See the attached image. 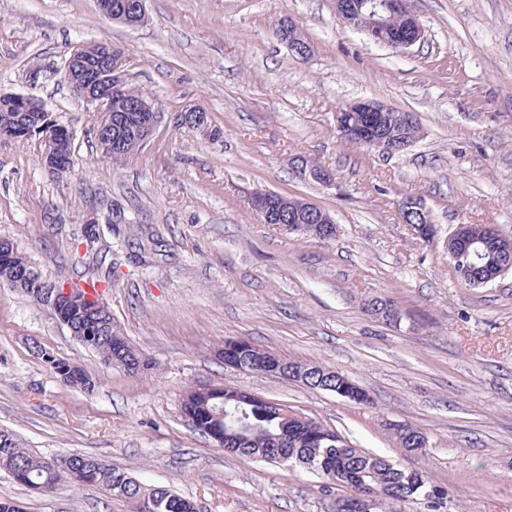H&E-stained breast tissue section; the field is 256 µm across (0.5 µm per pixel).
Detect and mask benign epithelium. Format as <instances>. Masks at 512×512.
Here are the masks:
<instances>
[{
	"mask_svg": "<svg viewBox=\"0 0 512 512\" xmlns=\"http://www.w3.org/2000/svg\"><path fill=\"white\" fill-rule=\"evenodd\" d=\"M102 13L114 22L135 27L145 21V0H99ZM338 16L353 28L363 32L370 40L393 50H405L413 46L422 36V27L416 15L406 11L405 0H336ZM404 14V25L399 32L388 38L384 24L388 15ZM123 50L108 41H99L77 48L64 65V79L78 97L94 105L101 116L112 112V101L127 96L126 80L122 69ZM3 99L20 103L25 112H39L48 115L43 104L33 96L3 94ZM128 111L135 113L137 131L134 143L117 139L115 143L123 149H138L148 141L161 121L162 112L151 101L139 98L130 103ZM193 118L197 129L208 131V118L204 109L192 106L176 115V123L181 126L188 118ZM411 117L392 108H385L370 102H355L336 113V127L346 137L379 152H387L386 129L407 125ZM41 142L47 146L43 162L48 172L61 176L68 166L58 162L50 146L51 132H44ZM251 208L265 224H280L288 212V199L267 191H255L249 197ZM57 320L64 325L71 336H76L72 324L73 317L82 312V300L65 284L53 288L47 299ZM227 351L237 350L245 354L246 361L264 368L270 375H279L281 366L268 352L232 339L225 342ZM356 510L370 512L374 507L375 492L370 488L354 495Z\"/></svg>",
	"mask_w": 512,
	"mask_h": 512,
	"instance_id": "1",
	"label": "benign epithelium"
}]
</instances>
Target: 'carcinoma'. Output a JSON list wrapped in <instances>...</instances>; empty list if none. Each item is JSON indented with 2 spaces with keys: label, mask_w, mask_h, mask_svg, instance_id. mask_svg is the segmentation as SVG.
<instances>
[{
  "label": "carcinoma",
  "mask_w": 512,
  "mask_h": 512,
  "mask_svg": "<svg viewBox=\"0 0 512 512\" xmlns=\"http://www.w3.org/2000/svg\"><path fill=\"white\" fill-rule=\"evenodd\" d=\"M123 102L112 103L110 116L111 136L129 138L133 129L128 121L131 113L125 111ZM38 123L37 114L21 112L19 106L0 103V130L11 131V139L24 141L35 135L31 128ZM63 125H56L57 157L68 163L72 151ZM292 223L295 231L317 236L320 227L305 214L292 206ZM483 224H465L459 236L448 238V257L456 278L466 285H478L482 277L470 260L457 257L460 241L465 238H484ZM485 260L497 264L496 276L512 268V237L499 236L482 244ZM42 277L26 259L17 252L7 260L0 258V282L10 283L32 301L45 304L43 291L36 287ZM78 327L84 331L81 343L101 359L129 374H141L151 369L150 362L131 345L112 313L96 319L81 320ZM36 353L55 375H60L69 361L36 347ZM282 378L300 383L311 389L332 392L342 384L345 376L320 365L282 359ZM64 384L92 393L96 383L84 370L66 378ZM181 408L185 419L194 430L211 439L225 452L240 457L259 459L268 463H298L320 475L331 485L353 493L363 485L371 486L378 496V504L421 501L430 512L443 507L447 493L437 487L428 489L422 473L401 467L377 455L366 454L349 444L335 431L326 428L313 418L273 407L241 394L227 393L224 387L213 392H203L198 387L187 389L182 395ZM399 447L412 453L426 447V436L410 424L394 427ZM71 486H96L112 497L121 498L131 505V512H196L195 504L174 490L163 486H147L130 473L114 468L106 461L79 455L72 458ZM0 472L9 474L16 483L51 491L60 484L50 460L29 448L13 430L0 427Z\"/></svg>",
  "instance_id": "obj_1"
}]
</instances>
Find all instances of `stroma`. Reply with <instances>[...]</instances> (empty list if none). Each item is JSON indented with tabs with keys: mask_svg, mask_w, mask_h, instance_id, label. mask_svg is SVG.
I'll return each mask as SVG.
<instances>
[{
	"mask_svg": "<svg viewBox=\"0 0 512 512\" xmlns=\"http://www.w3.org/2000/svg\"><path fill=\"white\" fill-rule=\"evenodd\" d=\"M424 29L403 52L371 42L335 0H146L148 21L108 20L98 0H0V94L31 95L73 135L70 170L49 175L38 140L0 138V238L42 277L108 276L103 300L151 368L131 376L73 338L53 311L0 283V426L47 458L92 455L198 512H336L341 487L309 470L225 455L186 422L191 386H232L316 419L368 454L447 490L441 512H512V271L473 288L448 260L460 224L512 235V0H410ZM291 19L301 59L273 35ZM125 51L128 83L165 118L113 162L98 113L63 79L78 46ZM373 101L412 113L419 135L384 154L346 142L335 116ZM206 109L212 138L173 123ZM335 183L301 179L298 160ZM267 190L330 212L328 240L263 223ZM420 202L433 234L404 223ZM102 223L86 248L89 220ZM391 301L399 319L365 305ZM245 338L338 371L370 397L336 394L224 365ZM83 367L94 393L64 385L36 348ZM408 423L426 449L399 448ZM23 512H128L96 487L31 490L0 472Z\"/></svg>",
	"mask_w": 512,
	"mask_h": 512,
	"instance_id": "1",
	"label": "stroma"
}]
</instances>
